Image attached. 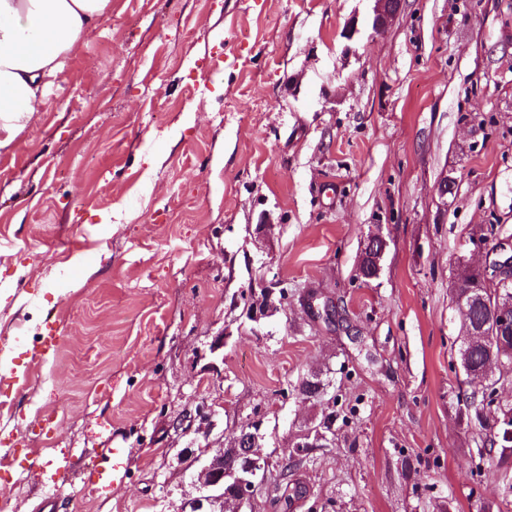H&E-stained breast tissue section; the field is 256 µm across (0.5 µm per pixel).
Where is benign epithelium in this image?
<instances>
[{
  "mask_svg": "<svg viewBox=\"0 0 512 512\" xmlns=\"http://www.w3.org/2000/svg\"><path fill=\"white\" fill-rule=\"evenodd\" d=\"M374 30L383 31L399 10L401 0H374ZM459 265L477 275L487 288L499 289V300L491 308L492 317L483 325L487 335L512 324V237L495 238L487 248L483 263L474 266L462 259ZM274 291L268 286L253 289L247 295V315L256 327L277 312L278 304L273 298ZM328 436L322 428L305 432L297 446L310 448L326 442ZM251 467L237 478L235 493L224 495V443L206 444V451L196 457L198 467L193 474V484L199 496L191 501V512H241L244 505L253 501L259 486L268 482V462L254 450H249Z\"/></svg>",
  "mask_w": 512,
  "mask_h": 512,
  "instance_id": "1",
  "label": "benign epithelium"
}]
</instances>
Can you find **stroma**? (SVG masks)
I'll list each match as a JSON object with an SVG mask.
<instances>
[{
  "label": "stroma",
  "instance_id": "35a3bbf8",
  "mask_svg": "<svg viewBox=\"0 0 512 512\" xmlns=\"http://www.w3.org/2000/svg\"><path fill=\"white\" fill-rule=\"evenodd\" d=\"M373 8L112 0L66 60L0 150V356L26 375L0 428L30 450L0 457V512L52 484L59 512H183L202 404L216 438L262 419L273 467L328 422L290 512H512L467 424L450 297L459 259L512 236V0H402L381 32ZM272 278L288 295L252 331L237 299ZM313 373L330 386L301 400Z\"/></svg>",
  "mask_w": 512,
  "mask_h": 512
}]
</instances>
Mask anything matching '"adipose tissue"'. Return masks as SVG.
<instances>
[{
  "instance_id": "adipose-tissue-1",
  "label": "adipose tissue",
  "mask_w": 512,
  "mask_h": 512,
  "mask_svg": "<svg viewBox=\"0 0 512 512\" xmlns=\"http://www.w3.org/2000/svg\"><path fill=\"white\" fill-rule=\"evenodd\" d=\"M110 0H0V150L10 147L68 54Z\"/></svg>"
}]
</instances>
